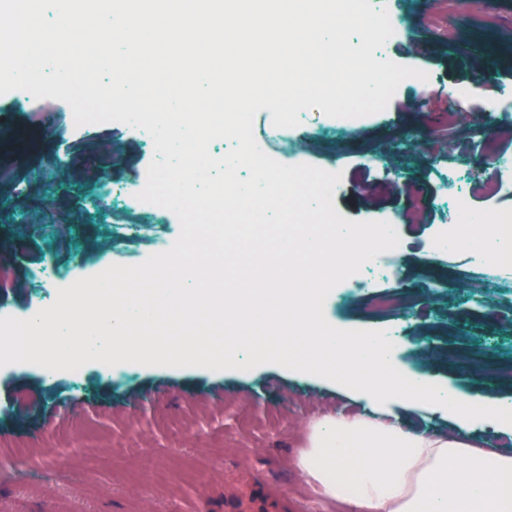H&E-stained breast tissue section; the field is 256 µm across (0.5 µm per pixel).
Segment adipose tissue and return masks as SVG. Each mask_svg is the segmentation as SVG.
Masks as SVG:
<instances>
[{"mask_svg":"<svg viewBox=\"0 0 512 512\" xmlns=\"http://www.w3.org/2000/svg\"><path fill=\"white\" fill-rule=\"evenodd\" d=\"M326 255L322 242L307 238L300 278L277 287L256 282L243 311L223 310L219 297L206 289L208 265L201 258L176 266L149 286L114 289L110 335L90 336L83 331V307L89 295L85 289L62 297L56 308L37 313L31 322L45 326L44 348L63 357L106 360L116 370L139 364L206 367L216 359L234 367L248 356L306 370L317 355H328V369H341L342 383L358 384L365 393L366 411L356 416L339 411L311 427L309 448L299 466L325 494L346 501L353 512H512V456L474 449L467 440L479 418L512 431V401L478 407L468 396L437 392L424 374L414 379L411 389H402L391 377L392 359L383 337L352 341L336 330L316 326L305 311L319 286L336 275V266ZM272 294L278 305H263V298ZM180 306L218 310L222 334H190L175 347L138 335V328L157 323L161 315ZM244 312L263 322L266 336L240 328ZM407 393L447 415L454 432L410 430L387 422L392 404Z\"/></svg>","mask_w":512,"mask_h":512,"instance_id":"ef3b65f1","label":"adipose tissue"}]
</instances>
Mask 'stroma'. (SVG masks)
<instances>
[{
  "label": "stroma",
  "instance_id": "stroma-1",
  "mask_svg": "<svg viewBox=\"0 0 512 512\" xmlns=\"http://www.w3.org/2000/svg\"><path fill=\"white\" fill-rule=\"evenodd\" d=\"M407 23L386 43L385 57L426 71L428 81L400 84L386 110L333 142L319 138L329 118L300 112L301 148L288 164L342 175L333 204L349 220L389 215L401 239L388 264L394 279L379 289L406 294L413 309L393 352L401 374L428 372L441 387L479 402L512 399V287L476 292L434 240L452 214L440 206L443 177L456 165L475 185L492 175L480 144L512 138V122L492 116L495 93L485 74L512 95V0H386ZM471 111H459V88ZM45 125L41 109L15 92L0 95V153L19 189L10 190L0 223V311L26 315L52 305L56 289L35 283L32 268L57 263L73 279L111 265H137L168 249L180 233L175 214L107 201L85 204L105 178L140 190L154 157L126 124L74 127L67 103ZM58 167L68 178L49 176ZM69 217L66 235L54 217ZM139 224L137 238H114L116 224ZM375 290L355 285L328 297L325 316L340 329L382 330L390 317L371 312ZM81 382L68 369L44 376L30 362L0 363V512H241L260 492L288 512H350L317 493L298 467L314 421L363 403L329 384L323 370L285 364L249 369L133 368L105 376L83 363Z\"/></svg>",
  "mask_w": 512,
  "mask_h": 512
}]
</instances>
